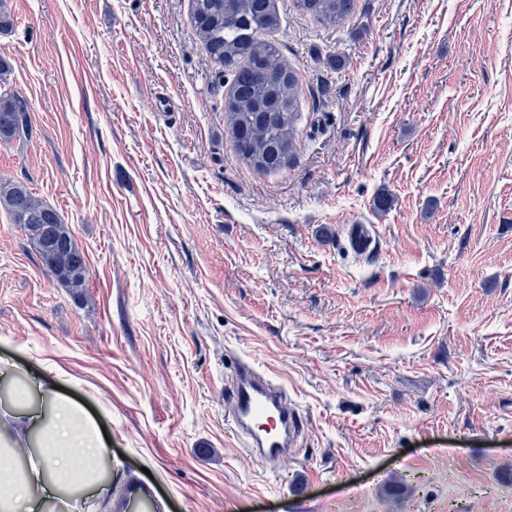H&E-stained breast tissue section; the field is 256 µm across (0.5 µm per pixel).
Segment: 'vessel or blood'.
Here are the masks:
<instances>
[{
    "mask_svg": "<svg viewBox=\"0 0 512 512\" xmlns=\"http://www.w3.org/2000/svg\"><path fill=\"white\" fill-rule=\"evenodd\" d=\"M224 408L246 456L273 465L296 445L303 422L281 384L247 365L224 388Z\"/></svg>",
    "mask_w": 512,
    "mask_h": 512,
    "instance_id": "1",
    "label": "vessel or blood"
}]
</instances>
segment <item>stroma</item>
<instances>
[{"label": "stroma", "instance_id": "stroma-1", "mask_svg": "<svg viewBox=\"0 0 512 512\" xmlns=\"http://www.w3.org/2000/svg\"><path fill=\"white\" fill-rule=\"evenodd\" d=\"M275 6L301 116L260 174L191 0H7L28 112L0 179L89 274L75 295L0 209V358L81 402L168 512H512V0ZM241 360L305 422L274 471L226 425ZM354 0H296V6L317 17L323 24L335 26L353 10Z\"/></svg>", "mask_w": 512, "mask_h": 512}]
</instances>
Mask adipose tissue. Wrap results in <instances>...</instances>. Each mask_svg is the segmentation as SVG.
I'll return each instance as SVG.
<instances>
[{"instance_id":"1","label":"adipose tissue","mask_w":512,"mask_h":512,"mask_svg":"<svg viewBox=\"0 0 512 512\" xmlns=\"http://www.w3.org/2000/svg\"><path fill=\"white\" fill-rule=\"evenodd\" d=\"M7 398L0 402V440L25 451L23 470L0 468V512H112V486L135 488L136 479L112 459L95 419L76 401L41 383L0 370Z\"/></svg>"}]
</instances>
